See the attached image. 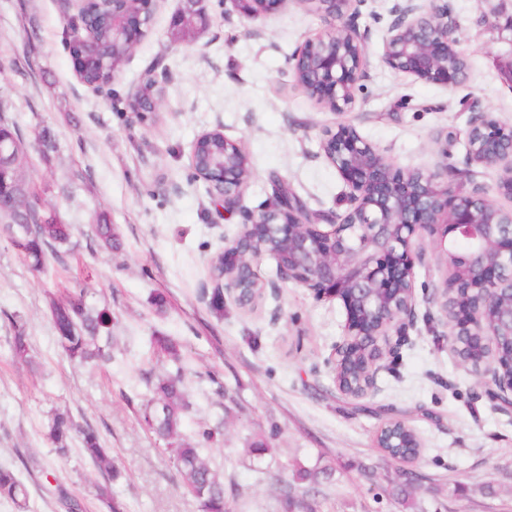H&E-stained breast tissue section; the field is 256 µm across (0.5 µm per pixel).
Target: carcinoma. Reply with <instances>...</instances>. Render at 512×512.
I'll return each instance as SVG.
<instances>
[{
    "instance_id": "cac0c4a2",
    "label": "carcinoma",
    "mask_w": 512,
    "mask_h": 512,
    "mask_svg": "<svg viewBox=\"0 0 512 512\" xmlns=\"http://www.w3.org/2000/svg\"><path fill=\"white\" fill-rule=\"evenodd\" d=\"M94 34L106 51L105 65L87 68L82 75L85 83L99 88L112 82V30L105 19H100ZM0 134L13 140L21 149V158L29 152L27 140L15 119L4 112L0 113ZM223 160V142L221 136L212 134L203 139L198 147L197 166L219 163ZM42 215L31 216L32 223L16 225L17 238L12 245L31 267H41L48 256H58L60 249L71 239V226L56 219L41 221ZM94 242L105 252L117 247V239L112 224L100 215L94 225ZM86 289L79 288L68 293L64 300H51L50 312L57 343L66 355L86 363H106L111 361L108 348L110 344V325L112 311L107 308H92L85 301ZM157 350L172 361L181 358V349L177 341L169 336L154 337ZM29 336L20 329L13 336L11 344L12 358L16 362L29 359ZM340 366L339 379L349 387L358 384L361 378V358ZM189 403L185 398V387L181 372L159 378L151 387L144 401V420L152 432L173 446L174 462L182 478L186 491L199 504L200 512H226L224 501V481L214 471L202 455V447L212 441V432L201 428L194 437L182 434V420ZM78 432L87 457L107 479H112V458L102 448L97 434L90 429H76L65 415L57 413L48 426L47 437L56 453L64 455L69 448L73 433ZM0 497L16 504L26 500L27 489L17 475L7 469H0Z\"/></svg>"
}]
</instances>
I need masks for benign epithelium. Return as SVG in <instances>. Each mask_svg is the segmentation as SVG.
<instances>
[{
	"label": "benign epithelium",
	"mask_w": 512,
	"mask_h": 512,
	"mask_svg": "<svg viewBox=\"0 0 512 512\" xmlns=\"http://www.w3.org/2000/svg\"><path fill=\"white\" fill-rule=\"evenodd\" d=\"M157 2L137 0V8L131 10L125 0H61L65 17L79 29L92 23L104 4L111 5L112 52L124 61L151 30ZM205 2L181 0L170 32L194 36L206 31L212 18ZM230 2L244 17L258 19L287 8L291 0ZM357 2L307 0L340 25L324 37L306 41L289 58L296 81L338 114L351 107L365 55ZM454 27L447 0L409 7L388 28L383 60L392 69L427 82L458 84L465 73L449 64L457 51ZM88 58L104 63L97 48L84 41L73 55L76 76H81ZM162 105V98L147 100L140 91L132 111L157 112ZM467 133L475 136V145H465L469 163L505 167L508 177L500 180L498 193L512 200V127L487 113L474 118ZM223 141L224 162L207 167L200 179L232 215L241 207L251 170L241 143L226 136ZM320 147L349 186V210L326 228L319 224L324 216L309 211L293 194L286 199L273 195L258 211L243 212L239 235L224 246L220 287L239 300V282L246 274L256 275L255 259L269 255L276 260L280 279L301 284L319 298L340 300L346 322L333 363L352 356L363 337L380 352L366 360L369 380L358 394L365 398L375 389L381 361L397 353L406 326L414 319L415 268L421 263L415 242L427 235L452 263L445 287L435 297L443 313H452L449 347L456 353L457 337H479L481 357L462 362L488 377L493 397L511 402L512 376H502L494 342L503 331L512 335V208H503L480 191L453 189L437 171L394 167L350 123L324 130ZM19 161L17 146L0 138V173L10 171L12 179L19 180Z\"/></svg>",
	"instance_id": "7a95c632"
}]
</instances>
